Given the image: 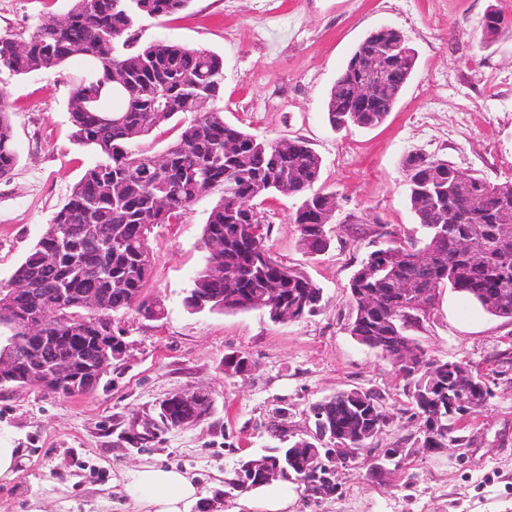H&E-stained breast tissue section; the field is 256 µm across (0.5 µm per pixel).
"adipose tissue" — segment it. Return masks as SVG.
Instances as JSON below:
<instances>
[{
  "mask_svg": "<svg viewBox=\"0 0 512 512\" xmlns=\"http://www.w3.org/2000/svg\"><path fill=\"white\" fill-rule=\"evenodd\" d=\"M130 495L142 512H188L202 492L175 468L145 464L134 475ZM296 497V484L278 480L244 491L242 505L246 512H289Z\"/></svg>",
  "mask_w": 512,
  "mask_h": 512,
  "instance_id": "1",
  "label": "adipose tissue"
}]
</instances>
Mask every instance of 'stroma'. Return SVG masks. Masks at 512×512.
<instances>
[{
    "label": "stroma",
    "mask_w": 512,
    "mask_h": 512,
    "mask_svg": "<svg viewBox=\"0 0 512 512\" xmlns=\"http://www.w3.org/2000/svg\"><path fill=\"white\" fill-rule=\"evenodd\" d=\"M71 0H0V35H23ZM512 21V0H192L161 21L142 20L140 43L170 40L219 54L224 88L217 107L227 122L268 140L301 137L321 155L319 189L336 194L338 216L373 217L400 238L422 230L407 203L405 158L448 160L490 181L512 180V33L491 45L479 22L488 10ZM388 26L417 54V66L385 121L337 131L325 103L358 43ZM66 70L15 77L0 73L12 111L17 163L0 178V283L42 236L53 212L95 161L71 137ZM211 197L194 203L151 236V295L162 319L125 318L130 356L90 395L62 396L35 387L0 388V431L21 448L16 477L0 484V512H134L128 488L144 464L174 466L223 495L224 478L245 454L271 444L280 420L291 435L309 434L310 405L354 387L383 391L396 417L380 447L417 428L393 366L358 344L348 285L368 240L335 225L329 249L305 253L290 216L298 201L276 195L258 210L279 261L306 273L323 291L315 315L272 322L261 311L192 313L184 298L203 263L202 230ZM427 353L463 360L486 373L494 395L467 424L472 445L411 457L402 471L376 477L344 471L341 498L300 496L294 512H512V323L442 289L425 319L408 331ZM247 354L252 370L224 373L225 355ZM210 389L212 415L198 425L158 430L129 442L132 418L153 415L176 392Z\"/></svg>",
    "instance_id": "1"
}]
</instances>
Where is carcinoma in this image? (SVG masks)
<instances>
[{"instance_id":"obj_1","label":"carcinoma","mask_w":512,"mask_h":512,"mask_svg":"<svg viewBox=\"0 0 512 512\" xmlns=\"http://www.w3.org/2000/svg\"><path fill=\"white\" fill-rule=\"evenodd\" d=\"M192 0H73L67 11L51 17L25 36H0V72L14 76L58 69L81 56L84 68L69 78V115L72 137L92 149L95 163L72 187L53 213L33 250L15 269L18 280L41 289L37 296L19 292L0 310V353L15 355L7 380L25 382L33 353L41 345L21 337L18 322L35 305L49 324L86 311L74 305L58 306L53 290L66 288L73 297L89 291L110 294L112 335L121 336L122 318L130 311L149 317L154 297L148 292L154 265L150 235L160 224L179 219L210 186L217 196L202 232L205 250L184 304L191 310L212 309L202 304L221 297L225 313L253 309L261 304L285 305L294 320L322 308L323 294L303 272L277 258L265 263L270 251L268 231L256 218L255 202L278 192L300 198L291 220L299 243L310 255L330 246L327 227L339 207L334 194L315 185L323 161L305 140L259 139L224 120L215 106L224 85V63L219 55L167 40L139 45L134 27L144 18H165L188 8ZM492 22H480L482 40L495 43L509 22L501 12L489 11ZM385 56L378 94L358 109L355 84L361 68L358 57L368 50ZM416 67V54L404 36L391 27L367 35L336 77L325 110L335 129L372 128L392 111ZM6 93L0 90V178L13 169L14 127ZM186 117L178 137L159 155L134 151L131 144L152 131ZM408 202L422 229L418 241L402 242L380 218L367 228L345 226L372 238L371 250L353 274L349 298L353 317L350 335L398 367L407 398L401 414L417 424L411 447L437 452L468 448L460 434L464 422L480 412L492 396L488 380L465 361L432 358L407 335L414 326L407 317L411 299H399L393 288L426 289L435 299L449 286L486 313L512 320V246L501 240L512 227V181L494 183L465 173L445 159L410 154L405 159ZM431 254L425 267L414 261L416 252ZM57 252L58 259L47 260ZM279 288L276 299L267 289ZM377 293L385 302L373 309L365 296ZM410 343L418 355L411 366L400 363L399 347ZM91 345L62 330L56 350L81 354ZM252 362L245 355L224 356V373L244 375ZM387 398L378 389L355 387L339 391L310 406L315 431L336 428L354 442H364L368 455L386 465L384 449L373 444L371 431L385 424ZM171 423L203 421L196 404L185 403L168 415ZM279 445L268 453L244 458L235 477L225 481L226 494L242 493L261 481V468L270 463L288 472L284 479L304 486L316 500L336 497L341 482L319 449V458H305L315 440L299 438L282 445L286 430L268 428Z\"/></svg>"}]
</instances>
